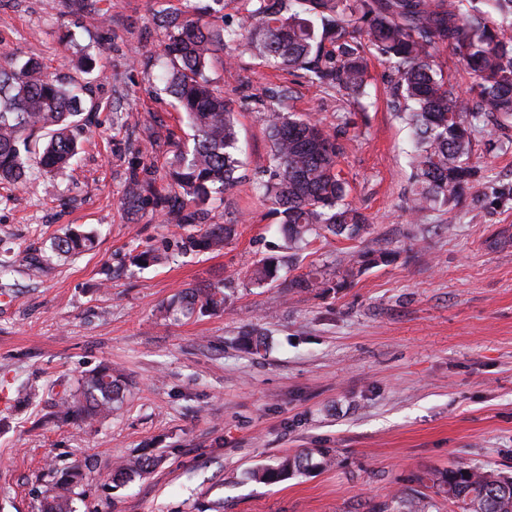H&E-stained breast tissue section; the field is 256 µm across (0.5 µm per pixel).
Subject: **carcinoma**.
<instances>
[{
  "instance_id": "obj_1",
  "label": "carcinoma",
  "mask_w": 512,
  "mask_h": 512,
  "mask_svg": "<svg viewBox=\"0 0 512 512\" xmlns=\"http://www.w3.org/2000/svg\"><path fill=\"white\" fill-rule=\"evenodd\" d=\"M213 5L185 6L160 12L164 36L161 80L179 104L192 130V146L169 162L167 185L154 192L156 205L172 213L194 210L180 218L195 224L209 207L224 204V194L245 177L236 120L224 94L210 76L224 63L228 50L247 53L268 66L301 71L309 80L357 99L365 94V51L375 50L393 69V94L413 133L410 212L420 216L446 206L472 185L477 171L470 163L472 130L483 118L435 68L433 52L445 44L468 69L478 95L496 123L512 122V0H245L249 29L224 26V0ZM78 81L57 83L35 57L19 66L0 65V183H19L25 165L64 173L79 150L76 132L87 104ZM270 140L263 170L265 197L278 224L295 244H309L328 234L354 239L369 227L360 208L346 202L348 184L339 169L345 152L336 130L304 115L273 106L263 113ZM48 140L36 150L33 137ZM235 232L233 224H207L192 246L217 250ZM92 235L72 231L51 242V250L67 255L91 248ZM387 251L359 250L336 261V283L342 288L363 271L391 263ZM290 256L263 258L250 280L261 286ZM326 285L324 273L311 270L288 287L312 291ZM224 288L202 285L174 295L164 316L177 321L224 306ZM124 382L110 365L84 375L63 394L67 413L93 420L121 408ZM312 454L285 457L252 477L265 483L307 471ZM79 472L47 490L44 512H76L74 486ZM436 494L460 512H512V476L484 467L456 465L430 478ZM433 506L425 493L397 495L383 512H426Z\"/></svg>"
}]
</instances>
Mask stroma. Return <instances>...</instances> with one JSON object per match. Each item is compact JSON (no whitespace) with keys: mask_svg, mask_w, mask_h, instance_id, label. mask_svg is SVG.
<instances>
[{"mask_svg":"<svg viewBox=\"0 0 512 512\" xmlns=\"http://www.w3.org/2000/svg\"><path fill=\"white\" fill-rule=\"evenodd\" d=\"M167 3L181 0H91L98 27L68 0H0V64L38 57L98 106L66 176L37 169L0 185V512H38L73 465L77 512H371L451 465L512 475V125H477L470 193L418 220L410 131L384 60L367 53V94L354 101L240 54L211 72L247 178L207 221L235 233L222 249L195 248L196 225L178 226L145 189L165 186L190 135L156 78L154 17ZM278 86L289 111L349 119L340 168L371 227L313 241L257 287L248 271L285 244L259 188L270 142L258 109ZM72 228L94 233L93 248L54 256L52 239ZM367 249L396 259L344 288L288 287ZM145 252L163 259L137 264ZM228 280L223 310L162 317L179 289ZM101 364L124 376L121 409L91 425L66 417L63 392ZM311 448L331 449L333 465L251 476ZM133 456L154 460L150 473L112 481Z\"/></svg>","mask_w":512,"mask_h":512,"instance_id":"1","label":"stroma"}]
</instances>
